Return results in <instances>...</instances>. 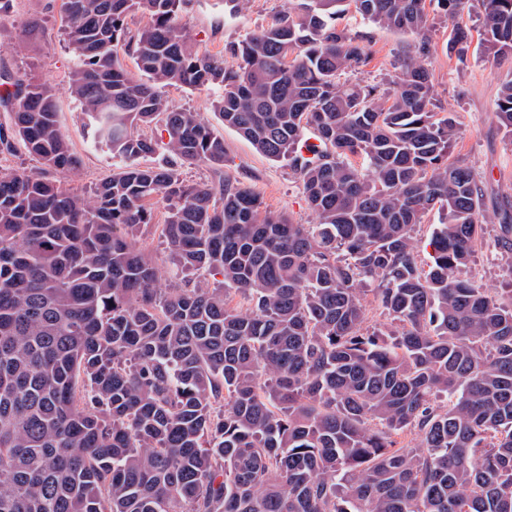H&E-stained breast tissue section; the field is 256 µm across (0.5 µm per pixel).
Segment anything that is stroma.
Instances as JSON below:
<instances>
[{"instance_id": "1", "label": "stroma", "mask_w": 512, "mask_h": 512, "mask_svg": "<svg viewBox=\"0 0 512 512\" xmlns=\"http://www.w3.org/2000/svg\"><path fill=\"white\" fill-rule=\"evenodd\" d=\"M298 0H188L180 23L200 50L223 56L225 66H235L228 54L230 45L258 32L274 18L293 10ZM339 27L352 34H368L371 57L362 77L371 84L396 78L398 59L414 51L416 35L371 25L355 11L338 19ZM470 31L479 39L478 13L456 18L436 17L427 33L428 51L422 61L435 89L438 110L452 114L457 122L453 155L472 167L483 196V208L492 216L477 246L470 272L477 284L512 301V232L505 224L512 219V134L500 124L496 100L500 86L512 74V60L496 62L476 47L458 52L448 39L454 26ZM24 42L22 51L13 45ZM73 59L61 36V0H13L10 12L0 20V68L12 74L51 84L57 92V117L82 167L62 179L84 188L111 175L114 160L110 151L94 146L87 116L68 91ZM224 138L222 171L192 167L184 169L187 179L213 180L223 174L248 184L265 206L291 215L295 221L311 224L315 216L308 208L302 185L287 162L274 161L228 128Z\"/></svg>"}]
</instances>
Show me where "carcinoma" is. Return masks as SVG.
I'll list each match as a JSON object with an SVG mask.
<instances>
[{"instance_id":"1","label":"carcinoma","mask_w":512,"mask_h":512,"mask_svg":"<svg viewBox=\"0 0 512 512\" xmlns=\"http://www.w3.org/2000/svg\"><path fill=\"white\" fill-rule=\"evenodd\" d=\"M428 1L470 8L302 0L226 67L184 34V0H62L70 94L122 161L88 190L45 175L82 166L55 89L0 74V161L21 145L44 167L0 165V512H512V303L468 276L486 217L449 161L456 120L416 55L390 88L339 81L370 53L337 15L423 36ZM481 3L480 52L511 59L512 0ZM172 86L220 89L214 115L288 161L317 223L228 176L183 179L223 167L224 138ZM496 112L512 132V77ZM159 203L164 288L137 244ZM369 294L389 329L366 324ZM439 222L440 215L437 210H433L425 215L422 224H419L414 232L415 254L419 264L424 267L428 261V253L431 252V248L428 246L430 238Z\"/></svg>"}]
</instances>
